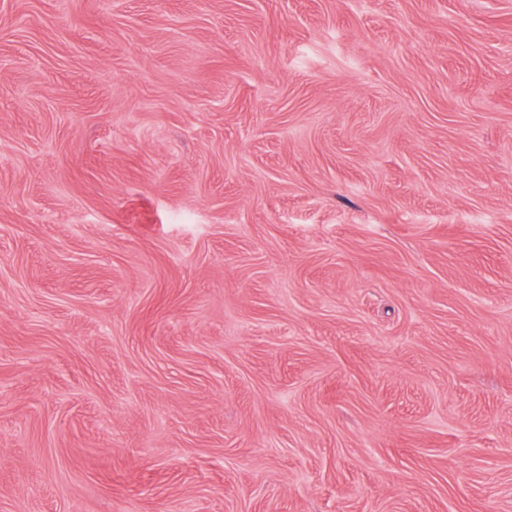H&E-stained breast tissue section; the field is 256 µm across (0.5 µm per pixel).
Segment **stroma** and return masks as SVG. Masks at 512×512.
Masks as SVG:
<instances>
[{
	"label": "stroma",
	"instance_id": "1",
	"mask_svg": "<svg viewBox=\"0 0 512 512\" xmlns=\"http://www.w3.org/2000/svg\"><path fill=\"white\" fill-rule=\"evenodd\" d=\"M0 512H512V0H0Z\"/></svg>",
	"mask_w": 512,
	"mask_h": 512
}]
</instances>
